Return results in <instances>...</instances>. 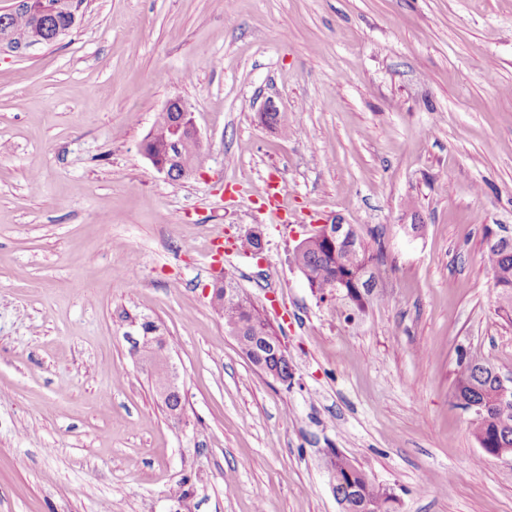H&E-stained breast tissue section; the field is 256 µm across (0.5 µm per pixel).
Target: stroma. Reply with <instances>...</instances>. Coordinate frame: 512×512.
<instances>
[{"mask_svg":"<svg viewBox=\"0 0 512 512\" xmlns=\"http://www.w3.org/2000/svg\"><path fill=\"white\" fill-rule=\"evenodd\" d=\"M174 97L201 135L182 183L140 150ZM269 103L287 133L261 122ZM332 220L380 254L365 310L290 262ZM506 226L512 0H85L55 44L0 53V512H340L335 449L399 512H512V457L484 454L453 396L462 353L512 377L481 260ZM255 232L261 254L232 252ZM219 265L277 329L290 383L212 309ZM145 320L181 422L133 352ZM264 192L266 194L265 209L269 214L279 219V211L288 199V185L282 181H267Z\"/></svg>","mask_w":512,"mask_h":512,"instance_id":"1","label":"stroma"}]
</instances>
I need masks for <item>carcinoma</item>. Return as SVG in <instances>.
Instances as JSON below:
<instances>
[{
	"mask_svg": "<svg viewBox=\"0 0 512 512\" xmlns=\"http://www.w3.org/2000/svg\"><path fill=\"white\" fill-rule=\"evenodd\" d=\"M60 0H38L40 12L30 14L20 12L10 16L9 26L26 29L35 24L64 26L70 18L59 6ZM261 121L268 127L283 133L288 132V115L284 112H263ZM174 113H159L153 128L147 134L151 145L161 153L167 151L175 140L172 127ZM200 155V145L190 139L180 143L179 163L195 166ZM487 245L483 254L485 265L492 271L495 288L498 289V309L512 313V241L507 243L485 229ZM377 255L365 243L336 257L324 243H316L294 251L293 263L305 276L309 286H317L318 293L330 290L333 282L345 280L351 275L349 267H369L361 287L372 293L377 286ZM237 287L235 277L224 275V286L219 288L213 309L224 317V324L232 335L237 337L239 348L251 353L258 347L260 337L275 335L270 324L260 313L248 307L247 303H235L226 298V289ZM492 365L466 354L459 355L453 382L454 398H463L468 403L479 404L484 408L483 417L471 420L472 434L485 453L492 454L495 448L512 447V397L501 400L499 387L491 371ZM336 492L347 501L348 509L358 512L365 506L368 512H396L395 497L386 485L376 482L369 472L358 465L338 459L334 466Z\"/></svg>",
	"mask_w": 512,
	"mask_h": 512,
	"instance_id": "carcinoma-1",
	"label": "carcinoma"
}]
</instances>
